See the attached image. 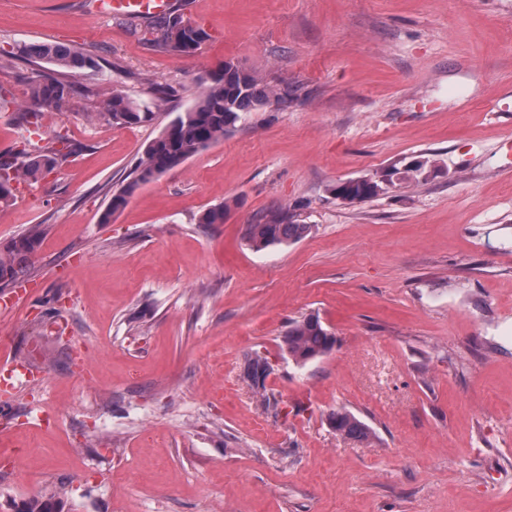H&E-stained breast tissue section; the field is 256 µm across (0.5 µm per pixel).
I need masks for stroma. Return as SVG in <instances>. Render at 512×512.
<instances>
[{
	"instance_id": "1",
	"label": "stroma",
	"mask_w": 512,
	"mask_h": 512,
	"mask_svg": "<svg viewBox=\"0 0 512 512\" xmlns=\"http://www.w3.org/2000/svg\"><path fill=\"white\" fill-rule=\"evenodd\" d=\"M195 52L85 0H0V48L67 43L99 67L43 111L70 153L17 184L0 245L37 224L28 298L0 290V359L41 370L0 399V512H512V0H178ZM292 90L141 184L144 146L224 61ZM177 91L116 125L112 93ZM432 154L435 178L345 205L337 181ZM228 204L220 224L198 223ZM313 227L261 251L282 209ZM336 338L300 367L290 321ZM268 357L264 410L241 379ZM345 409L372 430L336 434ZM61 498L56 493H48L29 498L16 505L15 512H63Z\"/></svg>"
}]
</instances>
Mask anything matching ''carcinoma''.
<instances>
[{
	"label": "carcinoma",
	"mask_w": 512,
	"mask_h": 512,
	"mask_svg": "<svg viewBox=\"0 0 512 512\" xmlns=\"http://www.w3.org/2000/svg\"><path fill=\"white\" fill-rule=\"evenodd\" d=\"M160 45L169 51L190 53L208 39L202 28L184 22L183 16L164 17ZM27 59L33 63L45 62L56 67V72L41 81H33L27 90L30 106L22 113V148L14 153L0 155V206L13 198V184L21 180H36L43 172L51 171L70 150L65 137L40 145L26 136L30 128L39 126L42 109L57 108L74 94L69 73L97 67V62L77 47L64 44L40 43L18 46L12 51L0 49V60ZM171 96L166 87L152 88L147 102H136L121 94H114L105 105L101 116L114 124L136 125L153 117L151 109L161 107ZM294 100L286 88H271L254 73L242 69L229 60L222 69L203 83L192 105L178 112L160 134L144 148L135 175L120 190L112 194L102 222L110 221L112 214L123 208L138 186L174 168L207 149L234 130L236 124L249 112H258L272 105L280 110L288 108ZM424 163L412 165L400 161L382 167L371 174V180L360 184L338 181L329 193L345 205L363 202L388 193L396 184L419 185L428 182L436 172L435 160L428 154H419ZM224 206L204 210L198 217L200 224L224 223ZM312 225L304 224L288 209L271 214L259 224L247 227L246 240L257 251L271 246L297 242L311 233ZM41 230L31 229L27 234L0 247V286L5 288L18 282L31 266V257L39 242ZM336 339L326 329L320 317L309 314L288 325L283 340V351L298 366H305L328 352ZM268 357L256 353L245 359L241 377L248 380L258 369L269 367ZM251 390L265 408L281 412L279 401L267 391L266 383L254 384ZM330 423L337 433L363 442L371 437L370 427L353 413L338 410ZM15 512H62L61 498L48 493L29 498L15 506Z\"/></svg>",
	"instance_id": "obj_1"
}]
</instances>
